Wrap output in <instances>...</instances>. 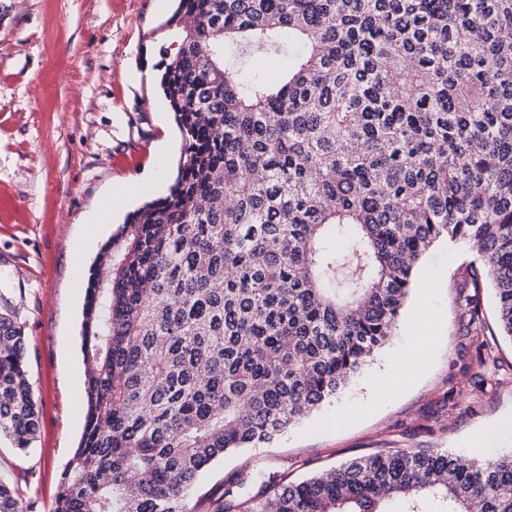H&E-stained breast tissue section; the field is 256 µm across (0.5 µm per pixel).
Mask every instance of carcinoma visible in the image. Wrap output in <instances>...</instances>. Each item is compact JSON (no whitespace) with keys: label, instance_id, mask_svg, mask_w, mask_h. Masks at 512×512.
<instances>
[{"label":"carcinoma","instance_id":"1","mask_svg":"<svg viewBox=\"0 0 512 512\" xmlns=\"http://www.w3.org/2000/svg\"><path fill=\"white\" fill-rule=\"evenodd\" d=\"M159 86L167 195L102 245L81 323L85 423L53 512H512V454L398 449L254 496L224 455L336 397L397 329L424 254L464 240L467 348L491 282L512 337V0H179ZM283 54L281 81L254 74ZM0 290V436L39 430ZM0 512H23L0 479Z\"/></svg>","mask_w":512,"mask_h":512}]
</instances>
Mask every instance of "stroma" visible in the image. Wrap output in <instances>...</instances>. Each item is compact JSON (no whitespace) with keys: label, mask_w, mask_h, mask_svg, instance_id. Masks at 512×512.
Segmentation results:
<instances>
[{"label":"stroma","mask_w":512,"mask_h":512,"mask_svg":"<svg viewBox=\"0 0 512 512\" xmlns=\"http://www.w3.org/2000/svg\"><path fill=\"white\" fill-rule=\"evenodd\" d=\"M175 0H0V287L10 289L26 337L40 432L28 452L0 438V477L28 512H53L61 471L81 438L86 366L82 307L89 268L131 212L168 193L181 134L158 85L159 52ZM138 192L95 232L86 220L114 182ZM466 242H438L419 276L439 288L411 294L399 327L330 403L270 443L226 455L193 491L234 473L302 481L387 448H449L478 457L476 432L512 415V340L498 333L494 293L483 286L485 335L494 359L463 350L456 284L476 260ZM435 339L416 346L421 315ZM422 353L420 367L403 361ZM484 374L483 389L473 386Z\"/></svg>","instance_id":"stroma-1"}]
</instances>
